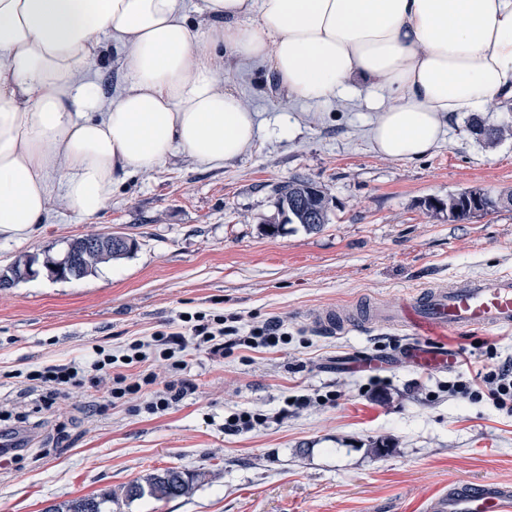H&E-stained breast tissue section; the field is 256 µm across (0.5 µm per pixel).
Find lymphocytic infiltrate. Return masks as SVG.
Returning a JSON list of instances; mask_svg holds the SVG:
<instances>
[{
    "mask_svg": "<svg viewBox=\"0 0 512 512\" xmlns=\"http://www.w3.org/2000/svg\"><path fill=\"white\" fill-rule=\"evenodd\" d=\"M180 318L184 330H159L153 336L132 339L117 355L97 348L88 358L35 369L26 378L40 388L41 402L48 409L56 404L63 387L89 381L106 389L113 406L139 398L147 413L157 414L195 393V385L180 377L191 347H204L220 356L232 346L268 349L288 341L285 323L277 317L253 323L245 333L218 312H184ZM486 355L488 365L472 376L460 374L450 380L448 394L473 402L487 399L512 414V360L498 359L491 348Z\"/></svg>",
    "mask_w": 512,
    "mask_h": 512,
    "instance_id": "lymphocytic-infiltrate-1",
    "label": "lymphocytic infiltrate"
}]
</instances>
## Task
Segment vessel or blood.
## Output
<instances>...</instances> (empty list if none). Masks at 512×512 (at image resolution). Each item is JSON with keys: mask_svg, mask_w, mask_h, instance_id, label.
<instances>
[{"mask_svg": "<svg viewBox=\"0 0 512 512\" xmlns=\"http://www.w3.org/2000/svg\"><path fill=\"white\" fill-rule=\"evenodd\" d=\"M324 331L341 333L386 323L418 335L436 336L474 330H512V274L492 278H464L440 287L413 292L399 307L367 306L353 313L322 309L312 315ZM411 357L422 366L447 367L445 349L411 345ZM425 512H512V484L494 480H457L430 500Z\"/></svg>", "mask_w": 512, "mask_h": 512, "instance_id": "1", "label": "vessel or blood"}]
</instances>
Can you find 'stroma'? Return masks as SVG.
<instances>
[{
	"label": "stroma",
	"instance_id": "1",
	"mask_svg": "<svg viewBox=\"0 0 512 512\" xmlns=\"http://www.w3.org/2000/svg\"><path fill=\"white\" fill-rule=\"evenodd\" d=\"M224 72L261 120L240 158L199 167L185 153L141 173L85 220L61 198L46 223L0 237V271L22 255L63 252L70 239L121 232L137 249L93 276H46L0 288V430L16 427L38 399L22 375L104 347L177 327L182 311L216 309L283 318L291 340L274 350L236 347L217 358L192 351L182 376L197 387L150 415L132 400L111 407L103 392L75 391L61 405L63 434L28 431L24 461L0 469V512H46L66 500L110 494L112 512H424L458 479L512 483V415L492 403L448 396L453 372L407 358L415 338L374 326L328 335L310 311L370 298L400 303L413 288L512 272V204L463 223L432 204L469 188L512 193V139L488 146L460 115L433 151L412 160L377 153L365 103L298 102L264 72L242 82ZM295 176L321 186L331 221L321 230L285 225L277 190ZM469 368L486 365V345L512 358L511 331L443 339ZM380 359L375 389L355 370ZM335 394V401L279 418L290 395ZM263 410L268 420L225 434V416ZM388 438L387 452L372 444ZM198 475L191 495L127 500L124 488L157 469Z\"/></svg>",
	"mask_w": 512,
	"mask_h": 512
}]
</instances>
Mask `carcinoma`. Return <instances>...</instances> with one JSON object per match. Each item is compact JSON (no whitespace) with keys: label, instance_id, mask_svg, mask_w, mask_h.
I'll return each mask as SVG.
<instances>
[{"label":"carcinoma","instance_id":"cac0c4a2","mask_svg":"<svg viewBox=\"0 0 512 512\" xmlns=\"http://www.w3.org/2000/svg\"><path fill=\"white\" fill-rule=\"evenodd\" d=\"M469 130L494 144L506 136L512 137V126L487 128L480 116L474 115L468 121ZM279 203L285 224H299L307 231L318 230L330 222L329 198L320 186L305 178H294L279 189ZM499 199L485 189L472 188L448 197V219L465 222L478 215L495 210ZM103 235L90 233L69 241L75 245L81 240H97L99 244L80 251L78 263L73 265L72 274L65 273L61 256L49 252L42 256L28 255L16 260L0 275V288L16 282L34 278L41 273L55 280H79L96 273L99 266L129 256L137 249V242L130 238L123 245H110L101 241ZM195 476H189L175 467L162 469L143 479H134L125 486V497L138 499L146 495L157 500H169L188 495L192 490ZM112 498L81 496L51 506L47 512H105L103 506Z\"/></svg>","mask_w":512,"mask_h":512}]
</instances>
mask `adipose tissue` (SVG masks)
Instances as JSON below:
<instances>
[{"instance_id": "obj_1", "label": "adipose tissue", "mask_w": 512, "mask_h": 512, "mask_svg": "<svg viewBox=\"0 0 512 512\" xmlns=\"http://www.w3.org/2000/svg\"><path fill=\"white\" fill-rule=\"evenodd\" d=\"M108 46L109 94L88 73ZM219 50L298 100L365 98L375 150L415 159L512 95V0H0V235L43 223L56 194L93 218L121 176L177 151L235 161L259 123L219 91Z\"/></svg>"}]
</instances>
